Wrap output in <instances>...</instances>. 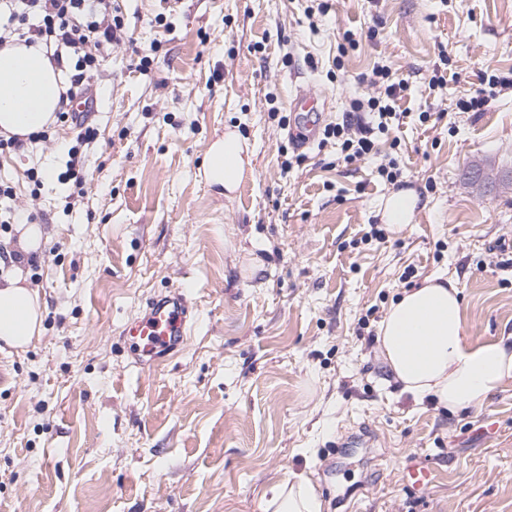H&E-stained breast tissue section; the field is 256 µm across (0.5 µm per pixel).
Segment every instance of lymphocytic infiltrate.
<instances>
[{"instance_id":"f902f5d3","label":"lymphocytic infiltrate","mask_w":512,"mask_h":512,"mask_svg":"<svg viewBox=\"0 0 512 512\" xmlns=\"http://www.w3.org/2000/svg\"><path fill=\"white\" fill-rule=\"evenodd\" d=\"M129 24L115 0H0V46L8 42L44 44L52 62L69 74L60 95V121L75 120L72 103L82 97L95 109L92 82L101 68L103 48L130 39ZM375 96L353 101L342 121L325 124L324 140L340 147L343 161L352 163L375 156L378 135L400 120L396 110L405 80L385 67L375 68Z\"/></svg>"}]
</instances>
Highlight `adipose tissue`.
<instances>
[{
  "label": "adipose tissue",
  "instance_id": "obj_1",
  "mask_svg": "<svg viewBox=\"0 0 512 512\" xmlns=\"http://www.w3.org/2000/svg\"><path fill=\"white\" fill-rule=\"evenodd\" d=\"M63 75L44 47L18 44L0 49V132L27 138L53 124L60 108ZM247 149L234 132L213 145L211 184L234 191ZM42 308L21 271L0 279V341L22 349L41 333ZM379 352L403 391L430 399L451 412L481 405L512 380V340L483 343L465 336L457 281L443 275L404 291L389 307L377 338ZM268 512H323L324 501L306 476L267 487Z\"/></svg>",
  "mask_w": 512,
  "mask_h": 512
}]
</instances>
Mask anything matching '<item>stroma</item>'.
I'll return each instance as SVG.
<instances>
[{"label":"stroma","instance_id":"1","mask_svg":"<svg viewBox=\"0 0 512 512\" xmlns=\"http://www.w3.org/2000/svg\"><path fill=\"white\" fill-rule=\"evenodd\" d=\"M318 3L118 0L134 42L97 81L84 196L66 208L56 178L73 125L0 155L46 236L23 271L42 334L0 342V512H265L294 474L324 512H512V382L450 413L402 391L369 340L434 274L457 278L468 341L512 336V90L458 107L488 69L512 72V0ZM377 65L408 82L381 139L398 187L336 144L296 149L269 117L295 119L304 92L339 121ZM230 130L248 162L227 194L204 171ZM286 150L302 159L285 171ZM399 188L412 221L375 239ZM176 289L195 313L185 346L136 368L121 326ZM411 452L433 470L420 495L401 479Z\"/></svg>","mask_w":512,"mask_h":512}]
</instances>
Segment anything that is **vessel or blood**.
Listing matches in <instances>:
<instances>
[{"mask_svg":"<svg viewBox=\"0 0 512 512\" xmlns=\"http://www.w3.org/2000/svg\"><path fill=\"white\" fill-rule=\"evenodd\" d=\"M192 306L180 290L151 297L145 311L124 324L120 337L140 368L153 366L182 349L192 329ZM403 480L414 490L425 489L432 480L431 470L407 456L401 470Z\"/></svg>","mask_w":512,"mask_h":512,"instance_id":"1","label":"vessel or blood"}]
</instances>
